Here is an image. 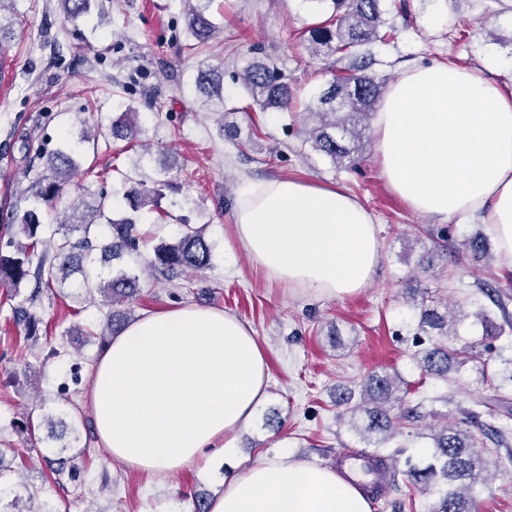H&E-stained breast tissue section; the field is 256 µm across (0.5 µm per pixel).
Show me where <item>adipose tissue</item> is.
I'll list each match as a JSON object with an SVG mask.
<instances>
[{
    "instance_id": "ef3b65f1",
    "label": "adipose tissue",
    "mask_w": 512,
    "mask_h": 512,
    "mask_svg": "<svg viewBox=\"0 0 512 512\" xmlns=\"http://www.w3.org/2000/svg\"><path fill=\"white\" fill-rule=\"evenodd\" d=\"M381 174L433 220L488 224L512 268V94L441 64L405 69L375 114ZM239 247L290 291L334 298L364 288L380 242L368 210L345 190L293 179L243 182ZM267 393L253 329L196 305L143 314L112 336L89 373L85 403L107 458L158 476L235 448ZM210 512H371L336 470L288 452L231 471Z\"/></svg>"
}]
</instances>
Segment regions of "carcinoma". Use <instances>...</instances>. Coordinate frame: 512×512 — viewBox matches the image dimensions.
Returning a JSON list of instances; mask_svg holds the SVG:
<instances>
[{"mask_svg":"<svg viewBox=\"0 0 512 512\" xmlns=\"http://www.w3.org/2000/svg\"><path fill=\"white\" fill-rule=\"evenodd\" d=\"M64 16L77 20L87 15L94 0H58ZM187 5V30L198 43H206L216 32L209 17L211 0H183ZM332 14L307 30L305 49L314 59H327L336 55L348 57L350 64L345 74H335L305 109L303 121L307 125V139L312 148L343 168L355 166L366 149L363 142L364 121L369 117L385 93L387 78L371 71L374 64L371 47L392 36L387 21L379 8L380 0H330ZM253 102L266 112L287 109L292 100L287 76L278 67L265 62L251 64L240 75ZM218 71L208 66L198 67L196 84L204 92L221 91ZM140 132L138 112L128 108L112 122V138L125 141L134 139ZM96 134L87 130L80 134L74 145L52 153L46 161L45 172L29 190L20 193L13 204V223L6 226L10 233L7 250H0V284L19 289L21 284L34 277L37 288L29 298V305L19 304L12 309L16 326L25 336L37 335L40 320L34 306L42 292L53 291L66 282L76 288V294L99 293L106 302L114 305L129 300L137 291L139 275L121 271L105 279L97 272L95 264L102 257L107 262L120 260L139 251L141 235L136 219L127 216L120 220L109 217L112 200L98 194L94 208L86 207L83 197L68 200L62 210L57 201L64 186L76 168L73 154L80 152L95 140ZM158 190L132 186L126 192V202L132 212L150 203H157ZM55 210V230L45 236L46 224L43 209ZM106 225L111 231V241L98 245L90 236L94 225ZM473 257L487 255L485 237L476 233L462 242ZM214 244L206 239L200 228L185 225L181 233L170 241L154 247L149 267L161 274L180 269L201 271L213 265ZM415 310V344L413 355L417 365L428 376L448 381V373L460 371L481 358L477 351L500 339L506 330L512 331V320L504 317L498 325L490 320L487 311L480 309L473 314L485 330L478 343L457 345L458 325L450 308H440L432 295L412 299ZM129 313L111 311L107 316V331L98 334L84 332L88 337L99 336L106 343L108 333L116 332L128 320ZM409 393L401 376L386 372H372L359 385V390L343 388L336 392V405L342 408L340 417L368 446L374 447L372 465L394 478L398 472L390 469L389 462L399 455L400 449L383 454L380 448L392 440L400 426L413 425L437 412L424 410L423 402L404 406ZM463 419L456 424L445 423L430 434L432 452L426 462L413 465L405 472L411 483L425 493L435 496L431 512H473L476 487L488 479V470L481 449L485 441L499 448L512 442V400L502 393V386H494V394L473 401L472 408L463 411ZM67 447L55 450V457H45L50 473L56 482L66 476H75L77 459L87 455L89 449L66 455ZM22 499L10 490L0 488V512H56Z\"/></svg>","mask_w":512,"mask_h":512,"instance_id":"carcinoma-1","label":"carcinoma"}]
</instances>
